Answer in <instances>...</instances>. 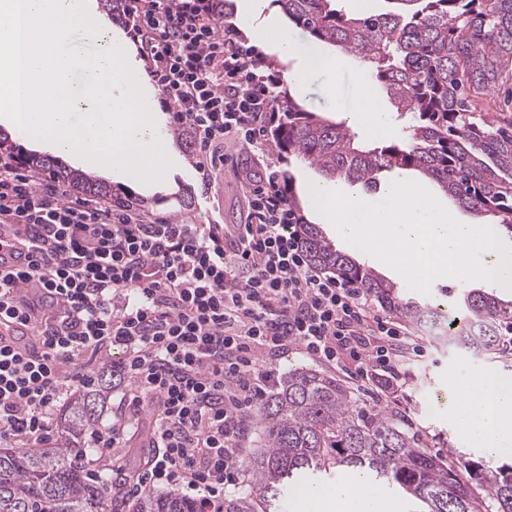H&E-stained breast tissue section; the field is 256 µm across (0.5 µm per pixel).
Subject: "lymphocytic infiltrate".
<instances>
[{"instance_id":"f902f5d3","label":"lymphocytic infiltrate","mask_w":512,"mask_h":512,"mask_svg":"<svg viewBox=\"0 0 512 512\" xmlns=\"http://www.w3.org/2000/svg\"><path fill=\"white\" fill-rule=\"evenodd\" d=\"M127 23L203 184L226 143L265 153L274 79L210 0H129ZM247 223L178 224L0 164V444L46 448L71 389L122 351L131 385L112 424L77 454L151 450L138 489L223 498L240 488L248 418L275 383L261 354L298 346L310 359L389 387L409 350L365 293L314 266L275 172L246 174ZM150 412V423L141 415Z\"/></svg>"}]
</instances>
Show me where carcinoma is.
Listing matches in <instances>:
<instances>
[{
	"mask_svg": "<svg viewBox=\"0 0 512 512\" xmlns=\"http://www.w3.org/2000/svg\"><path fill=\"white\" fill-rule=\"evenodd\" d=\"M115 22L125 20L126 0H101ZM310 39L367 64L372 83L385 91L399 117L402 137L377 136L363 150L343 124L277 96L280 118L270 144L282 158L295 156L325 176L377 190L381 176L418 172L448 198L489 225L512 232V106L496 92L512 91V0H393L395 9L347 13L336 0H272ZM0 159L44 170L75 190L123 208L148 202L48 155L31 153L0 132ZM312 262L353 282L386 310L473 354L494 349L498 328L512 324V300L471 290L461 317L405 300L394 284L337 250L319 225L301 221ZM101 371L96 388L78 391L66 406L64 438L72 444L100 417L111 389ZM259 448L248 457L249 490L211 505L175 491H148L129 512H288L309 477L333 468L370 471L425 512H512V461L493 469L471 460L463 471L420 446L398 418L357 406L354 393L334 377L300 370L282 381L257 411ZM0 512H116L112 471L92 478L70 448L0 447Z\"/></svg>",
	"mask_w": 512,
	"mask_h": 512,
	"instance_id": "carcinoma-1",
	"label": "carcinoma"
}]
</instances>
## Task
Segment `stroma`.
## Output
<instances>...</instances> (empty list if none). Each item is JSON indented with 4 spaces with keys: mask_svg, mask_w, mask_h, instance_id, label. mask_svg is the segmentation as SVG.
<instances>
[{
    "mask_svg": "<svg viewBox=\"0 0 512 512\" xmlns=\"http://www.w3.org/2000/svg\"><path fill=\"white\" fill-rule=\"evenodd\" d=\"M363 67L362 60L346 57L343 67L336 74H310L296 98L309 111L331 120L341 117L359 93L357 76ZM152 106L164 117V135L168 137L175 157V163L166 173L163 185L158 187L145 184L100 168L95 171L96 176L112 185L124 187L133 195L147 199L149 216L187 224H204L211 220L226 224L245 223L247 208L238 170L247 166L258 171L270 168L280 174L290 173L304 216L311 223L321 224L319 214L307 194L310 184L323 179L322 173L314 166L295 158L284 160L272 152L260 158L240 152L235 161L222 166L212 187L204 188L197 171L196 158L187 139L174 135L176 126L171 112L158 99L153 100ZM321 226L326 238L338 250L353 256L382 278L394 283L402 298L430 305L439 304L447 310L458 309L464 293L472 289L512 300V288L479 280L437 281L427 296L412 291L394 270L374 261L338 237L334 225ZM408 330L425 341L428 353L421 361L402 365L398 380L386 396H379L368 380L360 383L347 377L343 380L344 385L354 393L360 405L398 412L406 429L418 436L424 448L442 456L448 464L458 465L460 457L465 456L487 466H495V459L487 455L477 440L456 430L449 408L452 398L448 392V381L463 367L488 369L512 380V350L505 348L486 354H472L431 341L428 332L416 325H409Z\"/></svg>",
    "mask_w": 512,
    "mask_h": 512,
    "instance_id": "stroma-1",
    "label": "stroma"
}]
</instances>
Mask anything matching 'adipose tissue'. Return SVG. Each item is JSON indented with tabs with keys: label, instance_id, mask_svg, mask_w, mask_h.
<instances>
[{
	"label": "adipose tissue",
	"instance_id": "1",
	"mask_svg": "<svg viewBox=\"0 0 512 512\" xmlns=\"http://www.w3.org/2000/svg\"><path fill=\"white\" fill-rule=\"evenodd\" d=\"M242 16L255 41L272 46L291 68L288 81L301 88L313 72H333L342 64L339 55L322 44L294 41L284 33L269 9V0H244ZM457 403L453 410L459 430L480 440L492 457L501 456L512 447V381L499 374L468 368L459 370L449 383ZM305 501L316 512H380L381 497L364 479L331 495L308 489Z\"/></svg>",
	"mask_w": 512,
	"mask_h": 512
}]
</instances>
